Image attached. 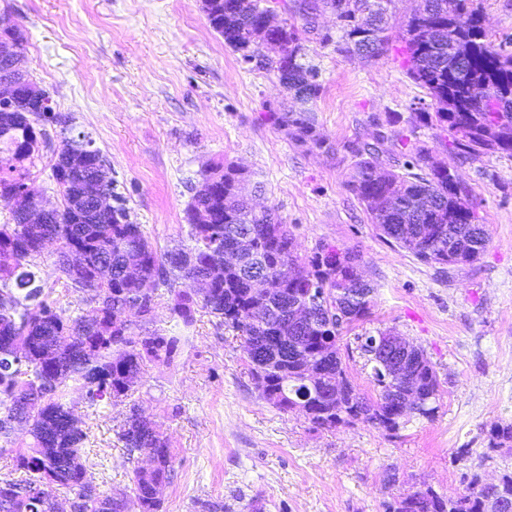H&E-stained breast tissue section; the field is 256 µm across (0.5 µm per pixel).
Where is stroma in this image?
Segmentation results:
<instances>
[{"label": "stroma", "instance_id": "35a3bbf8", "mask_svg": "<svg viewBox=\"0 0 512 512\" xmlns=\"http://www.w3.org/2000/svg\"><path fill=\"white\" fill-rule=\"evenodd\" d=\"M420 0H393L385 52L365 59L338 50L331 13L306 34L305 61L318 71L317 132L325 147L299 144L264 119L287 93L275 75L225 45L202 0H0L26 39L25 64L72 131L107 160L130 218L161 250L187 238L186 209L204 170L239 165L265 184L299 255L324 243L356 249L375 289L371 314L343 333L352 382L374 399L371 364L359 339L393 331L420 347L439 378L437 410L388 431L357 421L331 429L260 398L241 339L200 311L179 330L173 361L147 363L131 401L86 407L67 399L88 434L101 491L130 494L136 460L117 438L130 403L169 438L176 476L161 512H385L414 492L442 497L471 473L484 481L512 472V443L489 432L512 424V157L463 158L419 135L473 190L490 242L473 264H424L381 238L348 186L349 144L371 139L388 113L431 112L427 91L407 75L402 27ZM490 40L512 54V0H472ZM330 33L332 43L319 40Z\"/></svg>", "mask_w": 512, "mask_h": 512}]
</instances>
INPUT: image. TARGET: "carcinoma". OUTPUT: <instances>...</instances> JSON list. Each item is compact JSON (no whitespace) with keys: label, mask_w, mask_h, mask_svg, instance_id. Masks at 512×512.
I'll use <instances>...</instances> for the list:
<instances>
[{"label":"carcinoma","mask_w":512,"mask_h":512,"mask_svg":"<svg viewBox=\"0 0 512 512\" xmlns=\"http://www.w3.org/2000/svg\"><path fill=\"white\" fill-rule=\"evenodd\" d=\"M270 0H210L212 29L243 60L255 58L273 36L263 26ZM393 0H282L284 12L299 16L304 30H315L318 16L336 14L346 51L378 57L389 41L388 6ZM470 0H423L405 24L407 74L427 90L435 112H420L409 133L395 129L401 116L388 114L389 131L372 141L349 146L354 158L349 187L386 241L426 264L460 266L475 262L489 237L473 203L471 188L436 161L419 139L421 127L448 135V150L463 157L500 153L512 157V56L489 39ZM371 30L380 46L364 43ZM282 60L264 58L258 68L276 75L292 95L284 111L268 110V120L297 143L323 146L316 132L313 106L320 95L317 70L301 62L304 47L295 24L278 30ZM25 37L7 15L0 16V80H31L28 71L12 68L24 61ZM31 121L34 103L26 98L0 110V196L30 182L43 157L47 128L68 130L69 117L56 110L50 95ZM400 145L388 154L384 144ZM105 161L84 137H66L50 160L52 179L62 198L60 213L43 224H29L11 211L0 224V438L9 441L15 427L25 426L31 446L15 453L18 476L0 479V512H56L47 491L53 485L68 495L70 512H160V490L175 476L168 439L156 424L130 404L118 440L127 455L146 454L150 468L138 466L131 477L133 499L97 489L92 467L84 459L87 433L64 402L69 385L84 392L88 409L105 399L126 398L141 379L144 366L171 360L181 339L154 321L156 292L169 295V310L185 327L205 309L240 333L255 388L267 403L297 412L317 428L363 420L395 430L402 397L411 390L419 404L413 415H434L439 380L423 350L412 346L405 366L408 381L379 365L372 378L379 397L371 400L349 379L339 342L344 329L369 317L373 288L355 278L361 255L322 245L303 258L293 251V235L275 209L246 210L242 188L248 172L233 164H216L201 174L187 208L188 243L162 252L132 222L124 197L112 179L102 190L116 201L97 212L82 197L80 180L98 176ZM56 234L61 251L54 261L75 292H100L102 307L66 318L45 293L39 275L40 242ZM238 236H247L271 271V290L254 294L246 288L251 265L225 269L214 276L224 251ZM140 266L150 280L152 304L141 309V286L125 268ZM214 277L201 293L192 286L199 276ZM322 294L315 317L295 326L290 308ZM484 483L468 477L462 492L445 499L415 492L400 499L393 512H485Z\"/></svg>","instance_id":"obj_1"}]
</instances>
